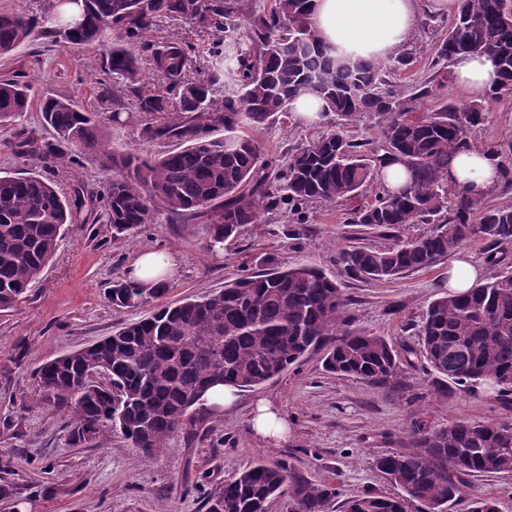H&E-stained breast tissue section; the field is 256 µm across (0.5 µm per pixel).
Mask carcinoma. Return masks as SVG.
<instances>
[{
	"label": "carcinoma",
	"instance_id": "1",
	"mask_svg": "<svg viewBox=\"0 0 512 512\" xmlns=\"http://www.w3.org/2000/svg\"><path fill=\"white\" fill-rule=\"evenodd\" d=\"M309 0H271L245 13L242 0H80L83 23L61 27L70 12L47 7L49 26L37 28L24 12L0 15V56L44 35L68 46H108L103 67L129 85L142 81L138 49L178 102L153 92L137 95L136 109L147 116L140 135L179 147L154 158L110 155L116 175L97 217L115 238L133 235L167 213L189 223L207 218L211 239L222 243L261 212L281 205L300 217L313 202L333 203L368 185L373 198L352 223L399 230L452 216L413 239L384 248L354 247L336 262L356 277L389 281L406 271L431 267L463 242L480 238L512 244V206L485 207L444 182L456 155L477 147L471 134L484 121L483 105L457 104L412 115L410 97L383 78L384 66L336 57L313 28ZM162 16L194 21L224 33L209 50L206 77L192 79L189 48L181 42L149 46L145 35ZM459 53L485 54L497 65L501 83L494 92L512 95V0H457L434 65ZM25 74L0 79V126L20 119L35 93ZM301 94L322 101L319 116L334 113L338 130L293 154L288 166L273 168L247 129L292 110ZM100 108L121 121L123 108L104 86ZM39 112L55 141L22 140L19 156L34 154L52 168L68 152L95 148L100 138L96 113L66 97H43ZM367 114L379 119L381 139L367 150L344 132ZM224 137L213 135L215 124ZM407 164L410 182L390 190L377 184L376 168L388 157ZM85 207L38 175H0V310L25 298L54 256L68 224ZM169 286L142 288L116 281L108 298L123 308L132 295L155 303L148 318L126 325L94 344L41 365L36 381L42 394L70 412L69 438L93 442L106 428L118 430L130 447L153 454L174 435L192 430L193 408L217 384L241 391L280 376L312 350H325L326 371L377 385L403 378L406 357L383 336L343 327L348 300L335 281L307 265L244 275L201 300L163 302ZM426 369L444 390L453 384L512 395V273L463 292L446 293L428 306L420 330ZM410 450L383 455L377 469L401 489L398 497L365 492L345 502V512H447L458 498L460 476L512 472V423L457 420L432 429L416 419L408 429ZM338 488L317 484L284 462L257 463L210 493L205 512H269L286 497L290 512H327Z\"/></svg>",
	"mask_w": 512,
	"mask_h": 512
}]
</instances>
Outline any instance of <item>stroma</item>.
<instances>
[{
	"mask_svg": "<svg viewBox=\"0 0 512 512\" xmlns=\"http://www.w3.org/2000/svg\"><path fill=\"white\" fill-rule=\"evenodd\" d=\"M422 19L405 49L409 64L390 72L387 80L407 95L423 83L432 87V96L411 102L417 112L434 111L445 99L464 103L466 96L453 83L450 68L431 63L446 32V19L428 13ZM218 38V32L164 16L145 40L194 44L189 75L195 78L205 70L207 50ZM93 59L91 51L40 36L0 56V78L25 74L36 96H66L94 110L102 74ZM112 90L130 118L116 125L109 113H101L104 137L99 148L62 159L51 169L38 159L17 156L6 148V141L51 137L34 109L15 125L0 128V172L41 175L67 197L80 193L93 199L101 197L112 180L107 154L133 151L151 157L171 150V143L140 138L142 115L135 110V96L117 79ZM486 107L489 114L474 137L488 147L511 142L512 97L488 101ZM333 128L329 120L302 124L287 114L268 122L255 136L270 159L283 166L296 149ZM365 201L361 195L311 204L304 224L288 209L269 210L258 223L242 225L235 237L214 247L207 225L183 224L164 214L127 239H113L109 225L92 220L69 225L28 297L14 309L0 311V459L11 463L8 471L0 472V512H204L206 494L259 460L284 461L312 481L335 485L341 498L331 503L329 512H342L343 499L354 495L398 494L375 460L408 450L407 430L414 418L432 427L455 420L512 422V401L455 386L438 391L424 369L407 370L401 385L377 386L328 373L321 354L311 353L279 378L239 392L231 409L197 412L193 433L173 437L154 454L136 452L110 429L94 443H71L65 412L41 396L34 371L150 313V306L116 308L106 298L113 281L127 279L128 267L146 251H165L179 261L165 297L169 303L211 294L244 273L277 265L316 266L335 279L346 296L349 328L392 339L400 351L418 348L423 313L447 292L454 259L445 257L389 282L347 276L336 263L339 251L389 242L385 233L352 223L354 210ZM262 399L276 404L286 419L287 443L267 446L251 433V415ZM460 489L448 512H468L475 498L493 500L498 512H512V472L468 475Z\"/></svg>",
	"mask_w": 512,
	"mask_h": 512,
	"instance_id": "obj_1",
	"label": "stroma"
}]
</instances>
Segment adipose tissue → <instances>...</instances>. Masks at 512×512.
Instances as JSON below:
<instances>
[{
	"label": "adipose tissue",
	"mask_w": 512,
	"mask_h": 512,
	"mask_svg": "<svg viewBox=\"0 0 512 512\" xmlns=\"http://www.w3.org/2000/svg\"><path fill=\"white\" fill-rule=\"evenodd\" d=\"M455 8L456 0H311V22L337 54L381 61L409 43L423 12L450 15ZM453 80L466 95L483 99L500 77L488 56L461 53L453 60ZM511 169L512 163L497 153L463 151L448 169V188L483 199Z\"/></svg>",
	"instance_id": "obj_1"
}]
</instances>
